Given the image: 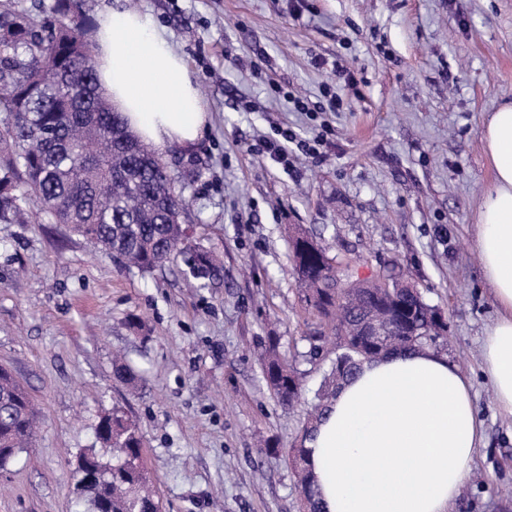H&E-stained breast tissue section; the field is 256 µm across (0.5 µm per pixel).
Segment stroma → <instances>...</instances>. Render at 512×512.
Masks as SVG:
<instances>
[{
	"instance_id": "35a3bbf8",
	"label": "stroma",
	"mask_w": 512,
	"mask_h": 512,
	"mask_svg": "<svg viewBox=\"0 0 512 512\" xmlns=\"http://www.w3.org/2000/svg\"><path fill=\"white\" fill-rule=\"evenodd\" d=\"M164 26L210 115L189 150L162 152L188 201L193 245L224 266L198 287L177 262L124 268L64 224H0V365L42 419L32 447L0 472V512H89L76 455L100 447L119 406L146 446L162 512H299L280 451L296 444L324 371L299 363L293 407L272 396L259 343L307 348L291 240L379 273L400 264L445 314L442 358L471 380L484 441L449 512H512V419L496 409L482 345L497 318L472 245L493 171L483 132L512 102V0H132ZM341 100L330 110L323 95ZM301 97L308 113L294 110ZM333 133L290 170L252 152L291 127ZM140 372L117 381L112 357ZM275 451L257 447V440Z\"/></svg>"
}]
</instances>
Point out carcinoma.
I'll list each match as a JSON object with an SVG mask.
<instances>
[{
  "mask_svg": "<svg viewBox=\"0 0 512 512\" xmlns=\"http://www.w3.org/2000/svg\"><path fill=\"white\" fill-rule=\"evenodd\" d=\"M59 18L51 21L23 0H0V223L13 224L30 208L45 222L68 224L84 238L130 268L145 273L178 259L202 288L209 286L217 259L188 245L182 214L186 199L174 192L167 166L133 136L98 89L93 50L72 17L84 0H57ZM291 261L301 301L336 334L334 358L311 415L309 436L343 384L380 350L357 333L363 317L395 312L408 329L446 331L429 314L435 306L397 288L401 268L362 280L350 264L335 263L306 235L292 240ZM438 337L414 343L399 337L393 350H422ZM305 360H324L326 336L307 337ZM259 363L266 383L283 405L299 396L297 369L274 343L262 348ZM39 413L13 373L0 366V469L28 447ZM112 455L107 495L112 512H161L143 462L144 440L136 425L114 407L95 428ZM291 461L305 495L307 512H321L308 450L267 447Z\"/></svg>",
  "mask_w": 512,
  "mask_h": 512,
  "instance_id": "carcinoma-1",
  "label": "carcinoma"
}]
</instances>
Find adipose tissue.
<instances>
[{"mask_svg":"<svg viewBox=\"0 0 512 512\" xmlns=\"http://www.w3.org/2000/svg\"><path fill=\"white\" fill-rule=\"evenodd\" d=\"M99 91L144 143H197L209 125L197 84L167 31L118 4L94 36ZM494 176L474 223L493 290L484 370L500 415L512 418V104L484 129ZM482 425L471 383L430 351L394 352L343 385L304 442L325 512H447L468 479Z\"/></svg>","mask_w":512,"mask_h":512,"instance_id":"1","label":"adipose tissue"}]
</instances>
